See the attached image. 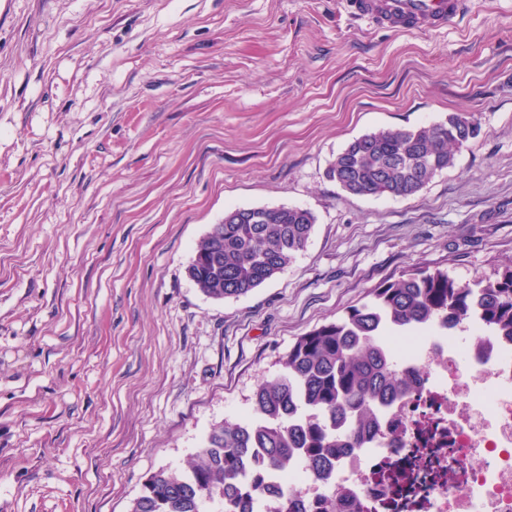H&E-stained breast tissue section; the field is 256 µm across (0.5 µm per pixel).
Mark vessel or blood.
Masks as SVG:
<instances>
[{
    "mask_svg": "<svg viewBox=\"0 0 512 512\" xmlns=\"http://www.w3.org/2000/svg\"><path fill=\"white\" fill-rule=\"evenodd\" d=\"M353 15L394 32L442 31L467 11L468 0H344Z\"/></svg>",
    "mask_w": 512,
    "mask_h": 512,
    "instance_id": "vessel-or-blood-1",
    "label": "vessel or blood"
}]
</instances>
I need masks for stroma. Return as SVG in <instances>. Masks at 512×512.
Segmentation results:
<instances>
[{"instance_id":"stroma-1","label":"stroma","mask_w":512,"mask_h":512,"mask_svg":"<svg viewBox=\"0 0 512 512\" xmlns=\"http://www.w3.org/2000/svg\"><path fill=\"white\" fill-rule=\"evenodd\" d=\"M439 33L341 0H0V512H128L301 336L418 268L512 262V0ZM453 112L481 134L407 198L326 176ZM310 210L303 251L216 301L186 267L227 211Z\"/></svg>"}]
</instances>
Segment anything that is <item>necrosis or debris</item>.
I'll return each mask as SVG.
<instances>
[{
	"mask_svg": "<svg viewBox=\"0 0 512 512\" xmlns=\"http://www.w3.org/2000/svg\"><path fill=\"white\" fill-rule=\"evenodd\" d=\"M388 345L417 397L380 409L332 469L270 478L271 490L293 486L303 512L332 491L361 512H512V342L473 315Z\"/></svg>",
	"mask_w": 512,
	"mask_h": 512,
	"instance_id": "1",
	"label": "necrosis or debris"
}]
</instances>
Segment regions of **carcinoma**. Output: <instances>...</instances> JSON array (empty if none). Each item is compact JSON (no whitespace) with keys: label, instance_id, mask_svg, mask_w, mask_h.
<instances>
[{"label":"carcinoma","instance_id":"cac0c4a2","mask_svg":"<svg viewBox=\"0 0 512 512\" xmlns=\"http://www.w3.org/2000/svg\"><path fill=\"white\" fill-rule=\"evenodd\" d=\"M481 132L471 113L412 129L381 128L338 152L326 176L345 192L406 198L453 167ZM268 221L236 224L233 211L212 225L192 256L190 280L207 297L244 296L284 270L302 251L316 222L299 207H268ZM478 312L488 336L512 338V263L486 282L459 283L448 272L417 269L374 289L344 316L297 337L281 372L261 382L248 420L214 425L186 473L161 468L149 475L128 512H297L293 492L269 496L270 474L328 469L342 448L360 442L378 406L410 396L387 338L452 326ZM349 422L345 438L336 421Z\"/></svg>","mask_w":512,"mask_h":512}]
</instances>
